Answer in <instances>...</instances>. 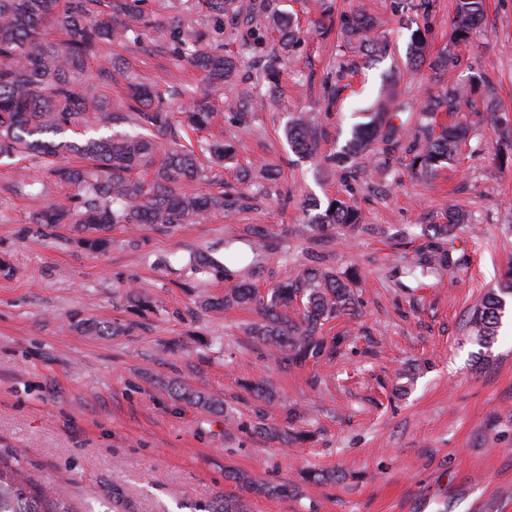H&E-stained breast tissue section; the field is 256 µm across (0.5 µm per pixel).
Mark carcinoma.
Masks as SVG:
<instances>
[{"label":"carcinoma","mask_w":512,"mask_h":512,"mask_svg":"<svg viewBox=\"0 0 512 512\" xmlns=\"http://www.w3.org/2000/svg\"><path fill=\"white\" fill-rule=\"evenodd\" d=\"M150 0H0V160L20 157L41 171L46 179L75 188V193L52 199L31 220L54 231L62 226L81 235L92 250L108 244L100 233L114 224H190L214 212H229L237 200L224 194L221 169L233 158L232 144L191 139L186 130L202 131L215 119L220 106L212 103L207 88L236 84L238 96L224 102L225 111L257 106L255 90L278 93L280 71L300 45V30L287 13L273 7V0H185L190 7L214 20L232 14L252 28V40L240 44L237 54L211 44L207 28L172 27L169 40L153 48L167 54L175 69L183 63L197 67L205 89L185 83L145 85L128 83L125 102H112V86L120 70L112 61V43L145 47L146 29L152 26ZM484 0H457L454 38L465 41L482 20ZM278 33V48L258 68L254 80L241 78V66L254 47L263 43L262 30ZM340 33L361 55L378 61L388 52L386 36L377 33V22L357 10L344 18ZM428 63L442 75L459 65L458 56L441 52L431 57L423 36L410 35L406 63ZM468 94L465 86L448 82V88L412 117L414 138L407 146L412 171L428 176L452 162L471 138L477 122L464 116L430 130L435 113L452 112ZM126 125L128 132H114ZM82 131L87 138L70 141L55 137ZM404 126L391 122L385 111L373 112L369 122L355 125L343 145L325 157L344 180L356 179L361 165L374 161L387 167V156L397 148ZM284 134L291 151L314 158L321 138L315 119L304 114L288 119ZM362 222L359 209L334 199L316 222L314 231L334 224L355 227ZM469 217L450 211L441 224H427L423 236L428 249L419 254L412 270L429 273L453 269L460 259L450 247L455 230ZM357 275L352 266L344 273L311 267L296 279L281 283L268 297H260L246 284L224 293L227 306H254L259 321L251 335L279 363L300 367L337 353L339 338L324 329L341 315L356 311L357 299L350 283ZM512 299V268L502 275L498 288L488 291L473 310L468 326L471 337L488 347L494 341ZM229 477L254 494H286L288 487H269L243 472ZM200 512H248L239 499L222 495ZM0 512H93L79 509L63 495L44 493L27 472L18 455L0 457Z\"/></svg>","instance_id":"obj_1"}]
</instances>
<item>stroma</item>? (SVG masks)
Returning <instances> with one entry per match:
<instances>
[{
	"label": "stroma",
	"mask_w": 512,
	"mask_h": 512,
	"mask_svg": "<svg viewBox=\"0 0 512 512\" xmlns=\"http://www.w3.org/2000/svg\"><path fill=\"white\" fill-rule=\"evenodd\" d=\"M288 0L305 43L282 75V93L245 124L217 118L212 138L232 141L224 190L240 208L196 224H144L108 231L92 252L68 231L34 240L28 219L56 186L30 195L3 186L31 176L25 162L0 164V455L21 452L44 486L76 506L115 503V512H194L216 496L243 500L250 512H512V333L490 348L472 339L467 319L483 294L512 266V166L496 159L512 144V0H487L467 42L453 39L456 0ZM362 8L386 32V58L367 65L338 37L344 12ZM429 53L448 50L460 64L453 79L475 83L465 113L494 110L457 162L425 179L412 177L405 149L388 173L374 167L344 182L322 159H298L283 134L289 113L315 116L323 152L345 142L355 114L386 99L416 109L447 86L428 67L394 73L411 29ZM116 67L138 80H166L162 55L113 44ZM344 75L335 104L327 80ZM281 169L269 194L244 188L235 166ZM345 196L361 210L363 229L307 225L328 201ZM472 218L457 230L459 267L407 275L424 252V224L448 208ZM211 274L190 279V256ZM358 266L362 306L332 321L343 341L335 358L285 368L249 333L247 307H201L244 281L259 292L309 266ZM154 303L141 311L135 295ZM109 332H98L99 324ZM265 384L272 401L249 385ZM185 387L217 399L223 412L176 399ZM311 431L286 444L258 425ZM342 469L339 483H303L301 470ZM240 470L290 495L256 496L228 477Z\"/></svg>",
	"instance_id": "obj_1"
}]
</instances>
